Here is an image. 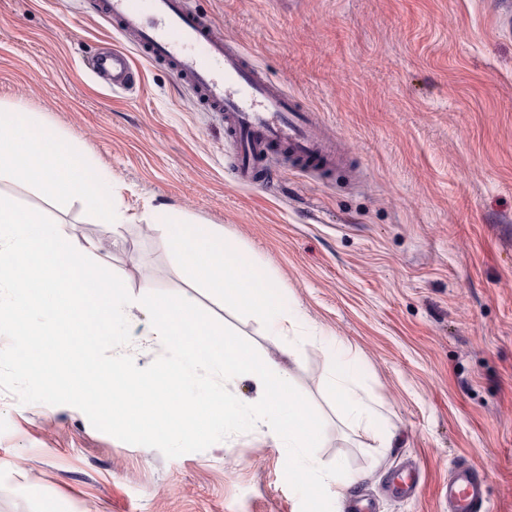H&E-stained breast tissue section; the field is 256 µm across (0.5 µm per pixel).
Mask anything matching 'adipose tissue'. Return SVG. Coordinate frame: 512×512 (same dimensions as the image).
Listing matches in <instances>:
<instances>
[{
	"label": "adipose tissue",
	"instance_id": "obj_1",
	"mask_svg": "<svg viewBox=\"0 0 512 512\" xmlns=\"http://www.w3.org/2000/svg\"><path fill=\"white\" fill-rule=\"evenodd\" d=\"M48 134L42 124L30 116H10L0 120V179L19 178L35 185L42 195L57 200H79L96 221L108 231H116L123 215L111 197L100 192L96 182L76 178L71 170L73 152L49 151ZM159 221L170 246L182 254L184 279L194 286L211 288L219 297H231L245 309L264 313L275 332L289 333L292 319L283 313L275 294L269 288L257 287L252 269L241 257L231 256L229 248L220 245L221 229L188 224L185 217L158 208L152 215ZM193 238L195 248L185 253L183 241ZM333 374L332 387L345 414L357 424L371 421L374 408L359 398L353 388L355 376L349 351Z\"/></svg>",
	"mask_w": 512,
	"mask_h": 512
}]
</instances>
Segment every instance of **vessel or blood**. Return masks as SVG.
Returning a JSON list of instances; mask_svg holds the SVG:
<instances>
[{
    "instance_id": "1",
    "label": "vessel or blood",
    "mask_w": 512,
    "mask_h": 512,
    "mask_svg": "<svg viewBox=\"0 0 512 512\" xmlns=\"http://www.w3.org/2000/svg\"><path fill=\"white\" fill-rule=\"evenodd\" d=\"M95 17L128 38L132 49L99 48L92 71L104 85L129 89L135 56L168 66L209 110L221 113L235 148L238 183L258 182L268 156L287 153L297 165L329 167L334 157L321 126L240 46L219 36L190 0H94ZM448 512H487L485 474L456 467L448 478Z\"/></svg>"
}]
</instances>
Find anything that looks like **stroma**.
<instances>
[{
	"label": "stroma",
	"instance_id": "35a3bbf8",
	"mask_svg": "<svg viewBox=\"0 0 512 512\" xmlns=\"http://www.w3.org/2000/svg\"><path fill=\"white\" fill-rule=\"evenodd\" d=\"M217 33L315 113L342 164L328 175L276 156L272 187L243 185L224 120L172 70L143 58L117 95L86 60L112 40L88 0H0V103L37 114L117 192L104 232L80 201L27 182L0 194L43 210L134 297L188 296L289 369L323 421L313 460L344 462L333 512H448V472H486L488 512H512V0H194ZM213 224L295 316L297 358L260 313L189 287L151 223L158 206ZM138 367L164 354L130 311ZM355 356L370 429L349 426L330 385ZM281 439L250 431L176 458L95 429L69 405L0 391V512H301ZM415 463L421 492L390 480Z\"/></svg>",
	"mask_w": 512,
	"mask_h": 512
}]
</instances>
